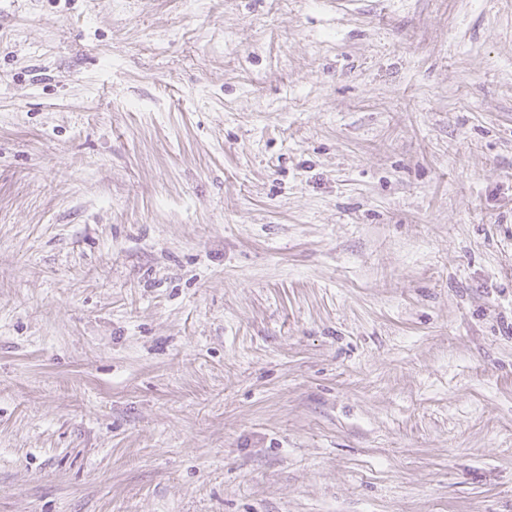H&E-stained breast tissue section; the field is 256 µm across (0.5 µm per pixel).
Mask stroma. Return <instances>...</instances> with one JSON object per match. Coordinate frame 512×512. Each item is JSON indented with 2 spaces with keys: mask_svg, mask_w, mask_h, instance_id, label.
I'll return each mask as SVG.
<instances>
[{
  "mask_svg": "<svg viewBox=\"0 0 512 512\" xmlns=\"http://www.w3.org/2000/svg\"><path fill=\"white\" fill-rule=\"evenodd\" d=\"M0 512H512V0H0Z\"/></svg>",
  "mask_w": 512,
  "mask_h": 512,
  "instance_id": "obj_1",
  "label": "stroma"
}]
</instances>
